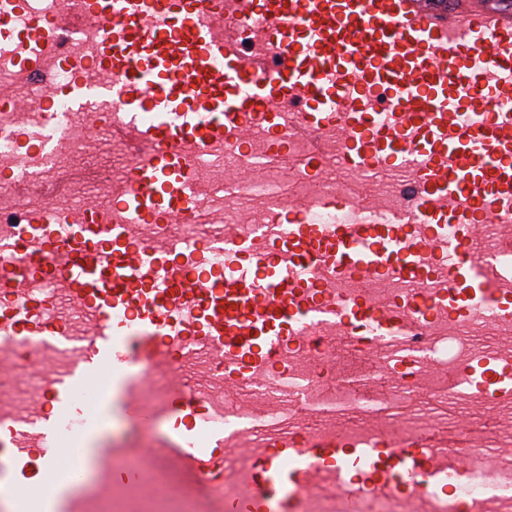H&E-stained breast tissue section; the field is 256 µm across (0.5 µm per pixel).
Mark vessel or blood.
Here are the masks:
<instances>
[{
    "mask_svg": "<svg viewBox=\"0 0 512 512\" xmlns=\"http://www.w3.org/2000/svg\"><path fill=\"white\" fill-rule=\"evenodd\" d=\"M92 20V56L70 67L102 77L67 94L111 113L135 162L112 211L48 219L65 184L23 180L38 205L0 225V503L143 512L176 483L200 512H312L331 495L340 512H447L480 464L496 490L465 512H512V0H88L64 23L0 11V34L53 55ZM257 139L310 185L333 162L394 176V196L364 180L211 224L196 163ZM448 331L495 341L444 368L428 347ZM337 338L374 373L343 378ZM22 360L42 374L25 401ZM92 378L94 413L62 438ZM417 383L504 425L377 430L389 390ZM114 417L169 429L102 440Z\"/></svg>",
    "mask_w": 512,
    "mask_h": 512,
    "instance_id": "b4317fda",
    "label": "vessel or blood"
}]
</instances>
